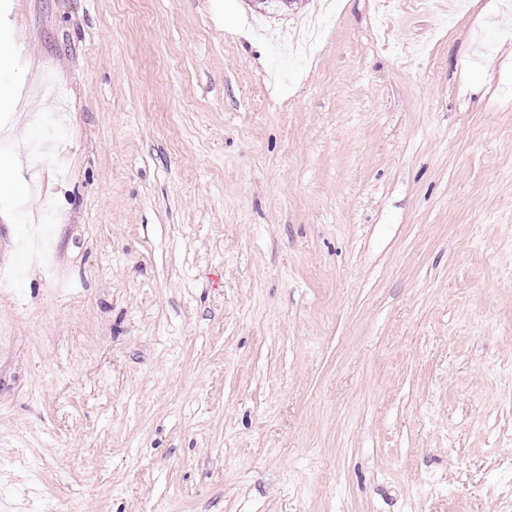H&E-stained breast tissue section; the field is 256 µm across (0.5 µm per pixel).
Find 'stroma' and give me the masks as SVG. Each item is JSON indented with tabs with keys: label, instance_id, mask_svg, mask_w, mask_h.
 <instances>
[{
	"label": "stroma",
	"instance_id": "obj_1",
	"mask_svg": "<svg viewBox=\"0 0 512 512\" xmlns=\"http://www.w3.org/2000/svg\"><path fill=\"white\" fill-rule=\"evenodd\" d=\"M0 0V512H512V0Z\"/></svg>",
	"mask_w": 512,
	"mask_h": 512
}]
</instances>
